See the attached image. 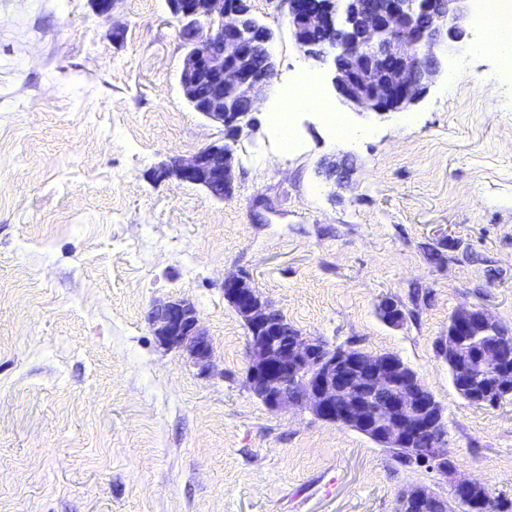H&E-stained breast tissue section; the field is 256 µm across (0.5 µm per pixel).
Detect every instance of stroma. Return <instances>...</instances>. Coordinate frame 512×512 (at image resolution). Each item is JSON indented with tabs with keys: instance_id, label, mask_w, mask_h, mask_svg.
<instances>
[{
	"instance_id": "obj_1",
	"label": "stroma",
	"mask_w": 512,
	"mask_h": 512,
	"mask_svg": "<svg viewBox=\"0 0 512 512\" xmlns=\"http://www.w3.org/2000/svg\"><path fill=\"white\" fill-rule=\"evenodd\" d=\"M249 4L275 33L277 76L218 200L148 178L226 135L183 98L166 0H116L108 20L89 0H0V512H394L403 485L432 482L247 390L232 272L303 333L401 356L445 409L458 473L512 499V397L463 401L435 350L462 307L512 326V70L474 18L415 105L360 116L330 61L295 45L282 0ZM300 81L351 137L303 108L284 149L269 117ZM386 296L401 326L378 319ZM171 299L211 337L210 375L151 332L148 309Z\"/></svg>"
}]
</instances>
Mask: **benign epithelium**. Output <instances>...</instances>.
I'll use <instances>...</instances> for the list:
<instances>
[{"label": "benign epithelium", "instance_id": "benign-epithelium-1", "mask_svg": "<svg viewBox=\"0 0 512 512\" xmlns=\"http://www.w3.org/2000/svg\"><path fill=\"white\" fill-rule=\"evenodd\" d=\"M180 24L184 55L178 75L188 106L223 126L237 123L265 98L277 75L274 34L251 13L247 0H166ZM295 44L314 59L330 56L332 85L353 111L384 114L415 104L448 73V55L468 44L469 0H284ZM259 45L260 68L248 58ZM156 181L175 179L211 192L229 190L234 150L210 144L188 158H173L153 171ZM224 299L243 320L249 336L247 389L269 409H308L318 419L355 430L380 448H411L420 467L448 484L402 488L395 512H414L441 497L445 512H473L483 482L458 474L447 448L444 410L430 388L395 354L334 348L321 337L288 331L281 341L279 309L238 273L224 276ZM148 323L159 343L187 353L200 373L213 367L211 338L196 308L185 299L152 305ZM512 333L487 310L455 312L438 357L455 354V379L463 398L484 407L497 392H512V364L501 341ZM294 380V394L280 383Z\"/></svg>", "mask_w": 512, "mask_h": 512}]
</instances>
